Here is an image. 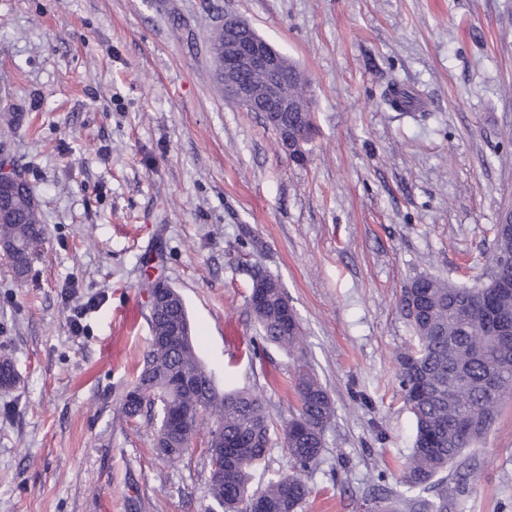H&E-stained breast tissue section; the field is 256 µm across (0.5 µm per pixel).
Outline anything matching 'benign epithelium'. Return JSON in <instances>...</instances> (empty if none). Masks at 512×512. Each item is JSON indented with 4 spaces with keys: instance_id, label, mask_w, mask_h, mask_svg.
Returning <instances> with one entry per match:
<instances>
[{
    "instance_id": "7a95c632",
    "label": "benign epithelium",
    "mask_w": 512,
    "mask_h": 512,
    "mask_svg": "<svg viewBox=\"0 0 512 512\" xmlns=\"http://www.w3.org/2000/svg\"><path fill=\"white\" fill-rule=\"evenodd\" d=\"M224 49L220 80L224 95L273 125L280 112H311L307 100L288 97L284 82L297 74L288 57L261 37L245 20L224 13Z\"/></svg>"
}]
</instances>
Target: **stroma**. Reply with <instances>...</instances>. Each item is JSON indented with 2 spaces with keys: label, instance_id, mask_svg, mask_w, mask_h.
I'll use <instances>...</instances> for the list:
<instances>
[{
  "label": "stroma",
  "instance_id": "obj_1",
  "mask_svg": "<svg viewBox=\"0 0 512 512\" xmlns=\"http://www.w3.org/2000/svg\"><path fill=\"white\" fill-rule=\"evenodd\" d=\"M228 10L308 82L303 162L215 78ZM396 83L418 111L386 104ZM1 110L20 117L1 142L46 240L21 284L0 255V357L19 376L0 388V512H207V426L170 461L122 414L150 338L146 263L220 390L251 389L279 421L298 369L326 387L302 512H377L415 435L403 290L483 282L512 212V0H0ZM258 271L298 314L295 353L258 334ZM468 455L453 512H512V396Z\"/></svg>",
  "mask_w": 512,
  "mask_h": 512
}]
</instances>
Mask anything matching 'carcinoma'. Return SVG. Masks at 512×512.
Returning <instances> with one entry per match:
<instances>
[{"mask_svg": "<svg viewBox=\"0 0 512 512\" xmlns=\"http://www.w3.org/2000/svg\"><path fill=\"white\" fill-rule=\"evenodd\" d=\"M288 138L314 134L304 112H285L279 130ZM33 192L23 179L11 193L0 194V208L10 214L0 236L21 245L7 253L12 272L30 271L36 249L45 240ZM492 261L499 264L508 287L487 282L476 288L457 287L433 276L416 279L404 291L417 344L398 357V382L416 426L414 448L400 484L393 493L410 512H448V477L453 469L459 485L470 483L474 471L465 450L491 429L505 395L512 392V235L496 229ZM263 303L252 310L263 338L292 354L300 347L302 328L284 298L278 281L265 274ZM151 336L146 356L127 388L122 412L129 421L158 418L157 430L175 441L167 458L179 459L181 447L207 419L211 427L210 464L216 467L209 495L222 512H250L261 498L263 512H299L311 490L302 474L317 464L325 431L334 415L326 388L311 374H297L300 408L282 423L293 473L276 472L260 490L250 491L251 471L265 460L274 423L262 399L249 389L221 392L198 357L185 305L149 309ZM439 485L433 500L421 493Z\"/></svg>", "mask_w": 512, "mask_h": 512, "instance_id": "cac0c4a2", "label": "carcinoma"}]
</instances>
